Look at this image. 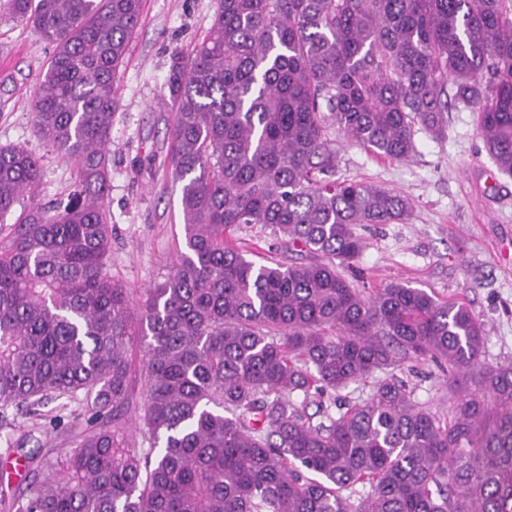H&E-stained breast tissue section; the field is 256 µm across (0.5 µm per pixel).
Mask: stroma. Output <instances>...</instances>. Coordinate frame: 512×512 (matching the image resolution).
<instances>
[{
    "label": "stroma",
    "instance_id": "35a3bbf8",
    "mask_svg": "<svg viewBox=\"0 0 512 512\" xmlns=\"http://www.w3.org/2000/svg\"><path fill=\"white\" fill-rule=\"evenodd\" d=\"M215 0H145L141 22L120 71L119 107L112 119V250L108 270L134 294L162 282L184 248L181 185L167 164L172 105L162 86L174 49L189 50L208 34ZM52 47L0 6V145H20L40 157L35 200L67 201L75 173L35 133L31 102ZM478 118L458 106L436 138L416 130V152L382 158L351 144L338 130L336 175L400 191L413 204L404 224H360L361 257L342 273L356 288L404 283L443 301L469 305L486 329V359L512 362V177L499 172L477 132ZM230 243L257 262L307 261L259 224H241ZM402 375L421 405L448 412V389L425 362ZM88 427L82 404L54 405L30 416L8 410L0 421V452L10 439L31 435V447L60 455Z\"/></svg>",
    "mask_w": 512,
    "mask_h": 512
}]
</instances>
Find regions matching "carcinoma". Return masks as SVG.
Here are the masks:
<instances>
[{"instance_id": "carcinoma-1", "label": "carcinoma", "mask_w": 512, "mask_h": 512, "mask_svg": "<svg viewBox=\"0 0 512 512\" xmlns=\"http://www.w3.org/2000/svg\"><path fill=\"white\" fill-rule=\"evenodd\" d=\"M6 4L54 46L34 126L77 190L23 210L0 245V412L82 395L90 420L62 459L22 454L33 479L0 477L8 512H500L512 362L486 360L465 303L338 272L365 249L356 225L404 223L412 204L337 178L328 129L404 160L459 104L512 176V0H216L163 84L185 242L136 329L107 271L109 144L144 0ZM41 178L33 153L0 146V229ZM238 224L317 259L250 260L228 241ZM136 334L146 452L111 425ZM414 361L446 372L448 418L399 375ZM353 384L366 398L342 396Z\"/></svg>"}]
</instances>
